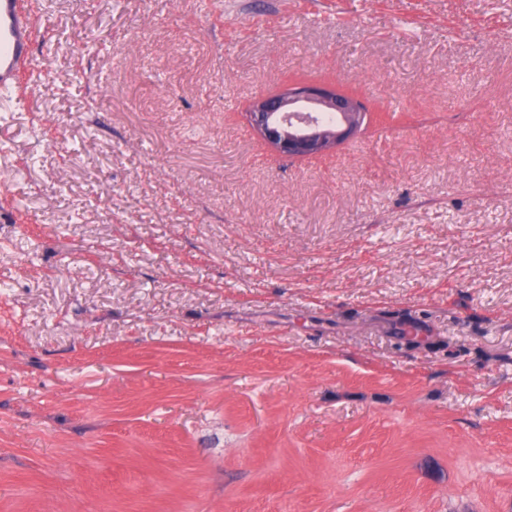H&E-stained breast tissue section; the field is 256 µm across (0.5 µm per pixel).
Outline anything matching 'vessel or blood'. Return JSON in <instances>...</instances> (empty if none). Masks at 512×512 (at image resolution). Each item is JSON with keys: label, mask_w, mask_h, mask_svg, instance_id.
I'll use <instances>...</instances> for the list:
<instances>
[{"label": "vessel or blood", "mask_w": 512, "mask_h": 512, "mask_svg": "<svg viewBox=\"0 0 512 512\" xmlns=\"http://www.w3.org/2000/svg\"><path fill=\"white\" fill-rule=\"evenodd\" d=\"M35 42L29 0H0V93L16 88L31 69Z\"/></svg>", "instance_id": "1"}]
</instances>
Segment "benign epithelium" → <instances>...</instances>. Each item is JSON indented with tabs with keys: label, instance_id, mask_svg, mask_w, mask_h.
<instances>
[{
	"label": "benign epithelium",
	"instance_id": "obj_1",
	"mask_svg": "<svg viewBox=\"0 0 512 512\" xmlns=\"http://www.w3.org/2000/svg\"><path fill=\"white\" fill-rule=\"evenodd\" d=\"M365 116L356 99L314 83L260 95L247 112L250 125L265 142L297 158L326 153L351 139Z\"/></svg>",
	"mask_w": 512,
	"mask_h": 512
}]
</instances>
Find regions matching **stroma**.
<instances>
[{
	"mask_svg": "<svg viewBox=\"0 0 512 512\" xmlns=\"http://www.w3.org/2000/svg\"><path fill=\"white\" fill-rule=\"evenodd\" d=\"M0 93V512H512V0H35ZM365 105L291 158L257 96ZM313 112H335L336 123L323 126ZM246 115L276 152L304 158L326 153L354 137L366 113L353 97L327 85L303 83L258 96Z\"/></svg>",
	"mask_w": 512,
	"mask_h": 512,
	"instance_id": "35a3bbf8",
	"label": "stroma"
}]
</instances>
